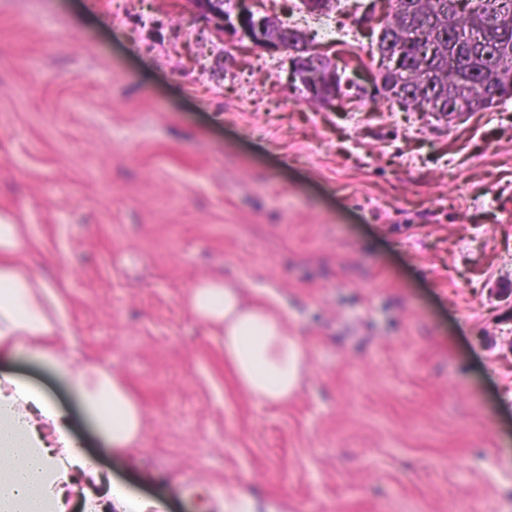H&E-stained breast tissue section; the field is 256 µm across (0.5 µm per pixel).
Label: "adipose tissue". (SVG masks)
Instances as JSON below:
<instances>
[{"label":"adipose tissue","mask_w":512,"mask_h":512,"mask_svg":"<svg viewBox=\"0 0 512 512\" xmlns=\"http://www.w3.org/2000/svg\"><path fill=\"white\" fill-rule=\"evenodd\" d=\"M27 246L23 225L0 214V352L24 353L47 367L103 443L132 447L145 427L139 402L111 369L76 364L53 344L66 328L65 306L52 284L20 264ZM189 308L221 336L242 390L270 404L295 395L302 352L284 315L246 302L222 280L196 282ZM77 485L82 512H162L159 502L126 493L78 449L66 415L42 390L0 373V512H67L66 494Z\"/></svg>","instance_id":"ef3b65f1"}]
</instances>
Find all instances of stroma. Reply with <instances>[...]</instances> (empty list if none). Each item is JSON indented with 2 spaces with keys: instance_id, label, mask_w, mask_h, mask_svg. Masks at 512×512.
Instances as JSON below:
<instances>
[{
  "instance_id": "1",
  "label": "stroma",
  "mask_w": 512,
  "mask_h": 512,
  "mask_svg": "<svg viewBox=\"0 0 512 512\" xmlns=\"http://www.w3.org/2000/svg\"><path fill=\"white\" fill-rule=\"evenodd\" d=\"M367 5L333 10L340 46L295 20L368 69ZM0 211L65 301L61 345L126 384L143 435L104 448L49 371H0L166 512H224L233 485L258 512H512V97L454 122L329 110L192 0H0ZM209 277L287 317L288 403L237 387L188 307Z\"/></svg>"
}]
</instances>
